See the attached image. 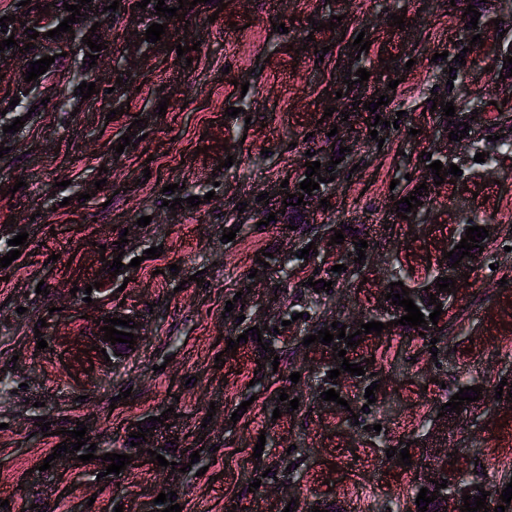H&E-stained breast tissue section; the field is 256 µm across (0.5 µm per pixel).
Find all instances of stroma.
Masks as SVG:
<instances>
[{
  "mask_svg": "<svg viewBox=\"0 0 512 512\" xmlns=\"http://www.w3.org/2000/svg\"><path fill=\"white\" fill-rule=\"evenodd\" d=\"M223 2L219 13L201 0L174 16L157 45L146 41V21L132 0H122L104 54L89 70L97 94L80 99L67 71H56L44 91L47 106L5 141L0 224L13 221L10 235L28 238L20 257L0 268V498L9 502L0 512H152L168 487L167 467L147 462L102 478L95 462L66 465L51 454L64 443V430L80 422L97 447L123 448L139 421L170 408L174 418L155 433L173 441L175 460L188 466L177 498L182 512H311L316 505L355 512L358 504L364 512H412L421 472L417 441L462 382L480 386L482 396L441 438L443 453L465 450L468 463L484 466L490 487L512 472V401L495 397L502 382L512 392V162L476 165L475 140L462 139L452 147L468 160L461 178L433 191L418 224L385 223L396 199L442 157L444 113L432 110V94L492 135L512 129V87L490 69L503 45L494 22L506 16L505 0H485L483 43L471 47L472 60L462 67L454 57L469 47L461 36L465 0ZM398 12L406 29L391 24ZM334 16L337 28L326 29ZM278 21L289 23L287 33L276 31ZM181 28L194 46L185 60L172 52ZM360 34L370 49L348 61ZM133 41L139 54L128 49ZM302 41L305 51L293 52ZM319 49L324 59L316 58ZM352 67L370 77L338 96ZM128 71L134 79L111 88V79ZM379 93L389 98L378 113L390 126L372 136L352 102ZM164 97L169 105L161 116L156 107ZM123 104L129 113H120ZM229 107L242 116H226ZM137 117L148 123L147 138L116 153ZM309 150L323 164L340 157L336 178L304 205L283 206L280 188L301 192ZM230 155L233 165L219 168ZM169 184L183 209L163 207L160 189ZM261 193L267 202H258ZM191 196L202 204L188 205ZM324 198L329 206H321ZM143 216L150 225L138 226ZM471 219L493 220L498 234L469 278L456 279L437 353L414 331L368 334L346 354L364 364L365 375L341 372L328 382V371L340 366L332 346L306 347L304 337L333 321H374L392 276L422 284L429 261L439 260ZM338 226L345 240L335 245ZM229 231L235 239L222 242ZM357 237L368 243L359 264L352 257ZM157 245L162 255L143 259ZM310 245L315 254L297 258ZM266 252V272L255 273ZM117 256L127 268L113 276L104 263ZM136 257L141 264L134 268ZM173 264L180 268L175 276ZM341 264L345 272L336 273ZM199 271L201 285L192 280ZM314 275L332 281V290L315 292L307 284ZM40 284L47 294L37 293ZM234 298L240 307L226 311ZM118 307L140 323L142 335L133 351L107 361L92 339L101 312ZM42 318L47 346L40 349L34 327ZM256 325L269 328L262 341H242ZM222 337L239 339L236 353L218 352ZM269 347L278 366L258 368ZM294 372L299 382L291 381ZM371 372L381 387L369 404ZM331 388L344 405L322 400ZM283 392L298 399L297 410L279 401ZM242 404L246 413L232 421ZM40 417L49 432H36ZM402 441L412 465L386 455ZM258 443L264 451L256 460ZM194 452L206 475L190 467Z\"/></svg>",
  "mask_w": 512,
  "mask_h": 512,
  "instance_id": "35a3bbf8",
  "label": "stroma"
}]
</instances>
